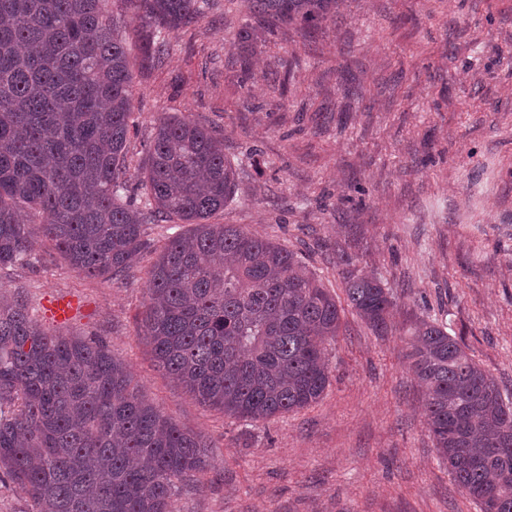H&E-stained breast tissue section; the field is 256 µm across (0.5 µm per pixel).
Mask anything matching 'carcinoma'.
<instances>
[{
  "instance_id": "1",
  "label": "carcinoma",
  "mask_w": 512,
  "mask_h": 512,
  "mask_svg": "<svg viewBox=\"0 0 512 512\" xmlns=\"http://www.w3.org/2000/svg\"><path fill=\"white\" fill-rule=\"evenodd\" d=\"M109 0H0V269L45 240L88 278L121 281L151 224H188L148 271L139 336L200 403L252 421L304 409L329 385L326 344L342 308L297 254L237 224H211L237 170L212 132L162 118L141 179L129 171L132 73ZM152 37L195 22L207 0H126ZM330 0H246L271 24L323 19ZM355 314L376 335L396 302L344 271ZM406 352L425 389L442 463L480 512H512V401L448 326L420 319ZM208 443L141 394L101 340L43 330L24 291L0 294V479L32 512H174L177 483L207 471Z\"/></svg>"
}]
</instances>
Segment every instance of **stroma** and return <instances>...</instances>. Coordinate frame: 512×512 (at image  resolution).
<instances>
[{"label":"stroma","mask_w":512,"mask_h":512,"mask_svg":"<svg viewBox=\"0 0 512 512\" xmlns=\"http://www.w3.org/2000/svg\"><path fill=\"white\" fill-rule=\"evenodd\" d=\"M108 9L133 70L134 197L159 118L181 113L238 165L212 223L288 246L339 297L345 264L378 277L394 328L374 335L345 309L322 399L255 423L156 368L138 334L155 253L115 282L41 243L0 286L24 287L45 331L102 338L155 406L204 436L207 480L183 483L175 512H479L439 462L405 353L413 320L447 323L512 396V0H332L326 21L277 25L245 58L236 34L263 19L210 0L166 34L158 64L137 13ZM55 296L77 303L68 323L44 314Z\"/></svg>","instance_id":"1"}]
</instances>
